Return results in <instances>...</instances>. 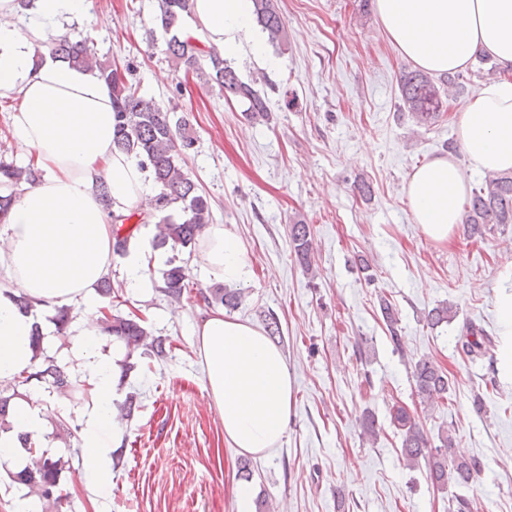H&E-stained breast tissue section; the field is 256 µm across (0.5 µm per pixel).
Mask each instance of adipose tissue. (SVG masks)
<instances>
[{"label":"adipose tissue","mask_w":512,"mask_h":512,"mask_svg":"<svg viewBox=\"0 0 512 512\" xmlns=\"http://www.w3.org/2000/svg\"><path fill=\"white\" fill-rule=\"evenodd\" d=\"M388 39L398 52L431 74L461 71L479 56L512 69V0H375ZM39 18L31 36L14 24L16 0H0V99L17 102L13 134L44 176L14 190L0 220V382L33 362L31 335L43 309L83 304L86 330L75 342L87 360L93 399L82 446L86 479L106 487L108 448L101 439L114 428V362L98 357L93 326L101 301L95 288L112 262V214L149 209L153 196L138 160L112 142V93L96 73L51 55L36 57L46 25L82 16L85 0H35ZM189 35L224 57L251 56L262 67L278 65L255 30L252 0H192ZM460 146L474 168L512 170V80L483 85L458 120ZM105 182L101 202L97 182ZM410 211L423 234L444 242L461 223L468 185L459 166L436 158L416 168L407 184ZM206 275L236 284L249 275L246 250L221 224L202 237ZM28 297L34 309L14 304ZM194 346L206 391L224 425V438L243 454L277 446L291 414L293 384L285 358L264 331L210 308L193 326ZM42 409L36 398L13 406L12 428L0 431V465L22 464L18 436H36Z\"/></svg>","instance_id":"adipose-tissue-1"}]
</instances>
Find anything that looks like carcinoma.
Returning a JSON list of instances; mask_svg holds the SVG:
<instances>
[{
    "label": "carcinoma",
    "instance_id": "obj_1",
    "mask_svg": "<svg viewBox=\"0 0 512 512\" xmlns=\"http://www.w3.org/2000/svg\"><path fill=\"white\" fill-rule=\"evenodd\" d=\"M254 16L268 42L281 44L286 40L285 22L277 0H252ZM156 20L165 31L180 27L183 14L190 11V0H157ZM47 50L74 67H90L112 90L114 112L113 144L119 151L133 154L139 159L141 168L150 173L159 192L155 196L156 219L155 245L170 248L173 255L167 269L162 273L163 286L159 287L166 297L179 302L187 290L190 279L188 262L179 257L185 248L196 245L198 237L208 224L213 222L208 200L199 194L197 184L183 167V157L195 148L196 138L187 128V120L173 119V107H165L152 98L139 94L137 87L127 78L132 72L131 64L120 69L111 61L99 58L85 39H73L64 34L43 43ZM166 53L184 70L193 71L220 92L230 94L248 104L246 116L251 120L268 118L267 98L252 85L241 81L235 70L227 64L224 55L214 47L199 45L191 36L172 35L167 42ZM471 78L458 72L435 83L431 77L419 71H405L399 80L400 97L404 109L418 126H428L442 117L443 104L465 90ZM41 173L34 164L19 166L0 156V185L5 188L21 183L36 184ZM464 224L471 237H480L499 226L512 224V172H498L485 177L484 183L474 189L467 199ZM134 229L115 232L112 250L120 256L127 252ZM314 231L311 225L301 221L289 225V243L300 265L312 270ZM209 305H222L229 310L238 307L242 290L217 286L202 294ZM381 313L395 348H401L398 329L399 318L393 304L383 299ZM456 311L450 305L440 304L424 314L427 324L437 326L450 322ZM96 328L122 343L126 351V365L134 354L142 352L158 360L169 354L166 339L153 337L137 315L127 317L120 314L104 316ZM44 335L32 336L34 349L33 365L19 374L8 385L0 384V428L4 426L12 409L14 399L22 396L18 388L36 381L46 383L57 392L74 398L78 391L68 373L66 365L45 354ZM456 349L469 357H482L492 352V340L480 327H467L466 334L456 340ZM412 377L421 404L428 411L448 395V376L429 357H421L413 364ZM391 423L401 431L400 454L403 462L415 467L420 460L428 465L429 478L439 488L449 486L468 487L482 472L483 463L476 457L464 458L454 454L456 440L454 426L441 432L440 444L434 445L424 434L415 417L403 406H394L390 412ZM380 430L373 413L363 414L362 438L376 441ZM25 465L17 472L9 473L11 481L19 486L33 489L44 500L60 504L70 498L60 484L62 472L70 468L71 459L62 455L52 456L46 451L31 447L28 436L22 437Z\"/></svg>",
    "mask_w": 512,
    "mask_h": 512
}]
</instances>
